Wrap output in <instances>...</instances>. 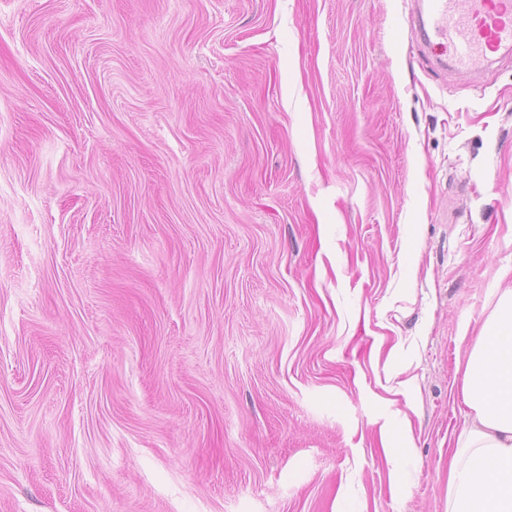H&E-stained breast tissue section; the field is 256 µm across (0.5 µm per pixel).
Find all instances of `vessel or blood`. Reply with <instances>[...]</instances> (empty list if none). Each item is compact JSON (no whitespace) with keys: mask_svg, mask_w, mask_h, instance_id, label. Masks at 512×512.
I'll use <instances>...</instances> for the list:
<instances>
[{"mask_svg":"<svg viewBox=\"0 0 512 512\" xmlns=\"http://www.w3.org/2000/svg\"><path fill=\"white\" fill-rule=\"evenodd\" d=\"M414 31L447 42L455 68L479 70L512 48V0H421Z\"/></svg>","mask_w":512,"mask_h":512,"instance_id":"b4317fda","label":"vessel or blood"}]
</instances>
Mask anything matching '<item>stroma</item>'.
I'll use <instances>...</instances> for the list:
<instances>
[{
	"mask_svg": "<svg viewBox=\"0 0 512 512\" xmlns=\"http://www.w3.org/2000/svg\"><path fill=\"white\" fill-rule=\"evenodd\" d=\"M410 7L0 0V512H447L512 54Z\"/></svg>",
	"mask_w": 512,
	"mask_h": 512,
	"instance_id": "stroma-1",
	"label": "stroma"
}]
</instances>
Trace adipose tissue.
I'll return each instance as SVG.
<instances>
[{
  "instance_id": "1",
  "label": "adipose tissue",
  "mask_w": 512,
  "mask_h": 512,
  "mask_svg": "<svg viewBox=\"0 0 512 512\" xmlns=\"http://www.w3.org/2000/svg\"><path fill=\"white\" fill-rule=\"evenodd\" d=\"M470 410L449 474L448 512H512V289L504 290L466 360Z\"/></svg>"
}]
</instances>
